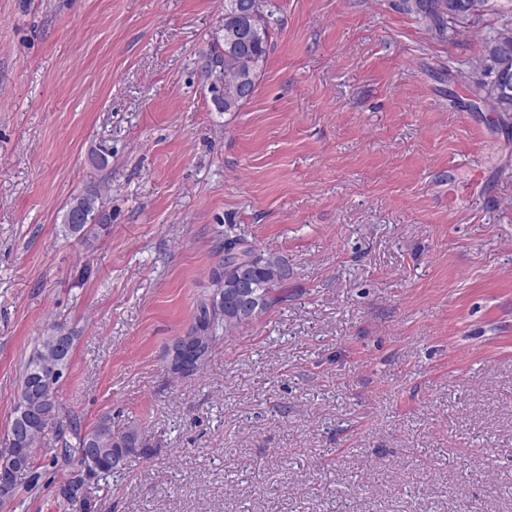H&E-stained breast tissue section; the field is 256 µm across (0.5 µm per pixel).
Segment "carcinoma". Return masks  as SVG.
Segmentation results:
<instances>
[{"label": "carcinoma", "mask_w": 512, "mask_h": 512, "mask_svg": "<svg viewBox=\"0 0 512 512\" xmlns=\"http://www.w3.org/2000/svg\"><path fill=\"white\" fill-rule=\"evenodd\" d=\"M460 0H395L396 8L403 14L417 19L423 24L430 39L438 43H452L463 32L475 26L482 13L494 12L504 19L499 26L488 31L481 38V49L475 65L469 74V80L475 96L491 112L504 115L512 113V99L495 97L487 90L491 74L508 64L512 71V0H478L479 13L463 15L459 10ZM268 0L255 3V19L252 22L249 47L243 49L237 41L239 24L237 0H224V54H219L216 46H210L204 54L206 63L201 66L203 76L210 81L211 91L218 92L217 86L224 85V111L237 112L247 99L238 97L240 85L247 83L251 90L257 89V81L274 48L272 43L271 12L267 9ZM100 189L96 186L86 188L83 193L69 202L67 211L78 210L84 214L85 222L80 228L68 223V215H63L64 231L71 235L86 237L91 233L89 224L95 220L99 211ZM236 260L254 261L252 269L256 291L263 298L260 313H265L277 300V288L288 280V263L276 252L259 253L255 246L241 239L229 238L224 241V260L221 269L214 272L213 285L222 281H231L235 270L231 263ZM217 295L197 304L194 324L185 335L178 337L166 356L179 357L183 349L203 346L212 352L220 339L219 333L229 337L258 318V315H241L222 311L216 304ZM58 327L49 328L40 336L20 374L18 392L15 398L14 412L24 409L45 410L51 417L44 423L31 427L22 447L34 448L45 429L54 425L59 429L61 448L59 454L66 461L76 460L79 470H88L92 481H100L117 468L112 466V458L118 456L128 459L145 447L141 434L132 429L121 435L112 432L108 419H102L90 428L82 426L81 421L70 418L60 419L59 407L55 399V388L59 378L53 377L57 365L64 367L69 362H59L55 351ZM14 443L8 445V454L14 456L17 448Z\"/></svg>", "instance_id": "cac0c4a2"}]
</instances>
